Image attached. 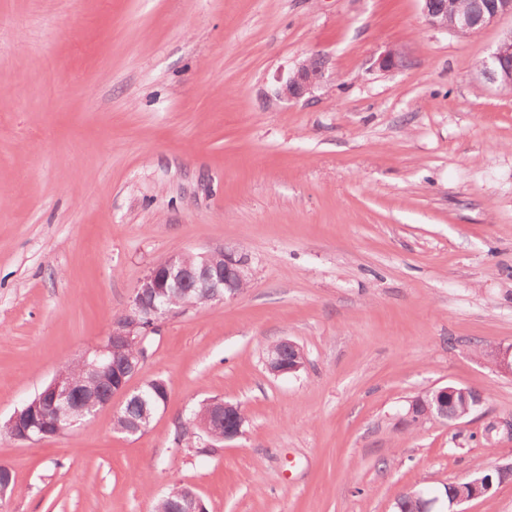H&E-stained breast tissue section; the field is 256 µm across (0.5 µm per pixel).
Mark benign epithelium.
<instances>
[{
	"label": "benign epithelium",
	"instance_id": "obj_1",
	"mask_svg": "<svg viewBox=\"0 0 512 512\" xmlns=\"http://www.w3.org/2000/svg\"><path fill=\"white\" fill-rule=\"evenodd\" d=\"M506 15L512 17V0H469V6L461 10L454 0H423L426 24L455 33L482 30ZM479 74L490 85L512 88V29L502 33L495 48L482 60ZM322 79V66L304 61L279 87L277 95L289 101L298 100L310 93ZM198 256L203 263L197 267L191 266L184 255H171L150 268L140 281L123 318L112 322V330L102 344L78 358V362L108 388V395L101 402L94 405L83 403L84 388L59 371L36 394L40 408L31 414L15 411L4 424L3 431L15 440L27 442L60 436L98 408L112 404L113 397L120 395L126 401L139 394L140 390L129 388V380L138 372L146 356L145 342L151 326L173 313L171 309L157 306L156 299L167 295L171 285L193 279L204 281L213 289V292L189 304L191 308L200 307L222 301L228 294L240 293L249 282V260L242 252L224 248L206 250ZM491 356L498 372L512 376V346L498 347L491 351ZM304 365L303 351L290 340H282L267 350L266 366L275 375L296 373ZM469 391L468 387L451 385L438 389L432 401L417 396L411 400L408 418L415 417L419 423L446 419L448 402L455 401L460 393L468 396ZM207 407V420L201 425L206 438L223 442L243 434L245 417L237 405L222 398H211L207 400ZM488 491L489 487L476 484L468 493L463 490V485L450 484L447 488L448 508L480 498ZM179 508L180 512H208L203 499L192 488L180 495Z\"/></svg>",
	"mask_w": 512,
	"mask_h": 512
}]
</instances>
